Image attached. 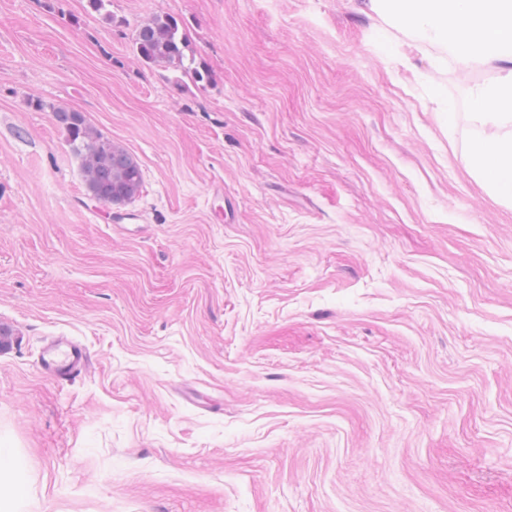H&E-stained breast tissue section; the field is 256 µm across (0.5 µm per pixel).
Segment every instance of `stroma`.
<instances>
[{
	"mask_svg": "<svg viewBox=\"0 0 512 512\" xmlns=\"http://www.w3.org/2000/svg\"><path fill=\"white\" fill-rule=\"evenodd\" d=\"M85 5L0 0V498L512 512V204L459 94L492 67L370 0ZM160 12L207 85L135 57ZM53 103L137 157L141 233L86 195ZM57 335L87 373L42 375Z\"/></svg>",
	"mask_w": 512,
	"mask_h": 512,
	"instance_id": "obj_1",
	"label": "stroma"
}]
</instances>
